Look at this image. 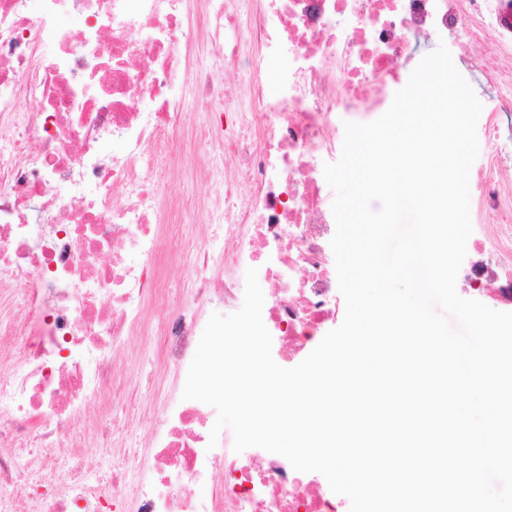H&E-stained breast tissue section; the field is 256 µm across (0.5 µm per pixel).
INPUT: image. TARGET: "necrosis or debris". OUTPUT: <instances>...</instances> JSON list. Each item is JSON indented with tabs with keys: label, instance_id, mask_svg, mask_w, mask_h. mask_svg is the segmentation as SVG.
Listing matches in <instances>:
<instances>
[{
	"label": "necrosis or debris",
	"instance_id": "4bbe7bcc",
	"mask_svg": "<svg viewBox=\"0 0 512 512\" xmlns=\"http://www.w3.org/2000/svg\"><path fill=\"white\" fill-rule=\"evenodd\" d=\"M181 2L0 0V354L12 355L0 512H339L322 474L234 452L227 428L210 444L205 403L165 405L141 448L78 422L119 405L145 424L114 350L147 337L158 368L185 378L200 313H234L248 268L272 277L262 319L283 359L299 364L335 328L345 300L324 166L344 122L391 106L387 81L418 39L483 49L461 69L488 149L470 197L475 257L458 279L512 308V0H199L192 14ZM228 65L249 74L243 92L225 87ZM195 101L210 111L190 135ZM176 167L217 192L169 201L157 173ZM188 258L190 292L168 301ZM90 441L104 450L95 469L80 453Z\"/></svg>",
	"mask_w": 512,
	"mask_h": 512
}]
</instances>
